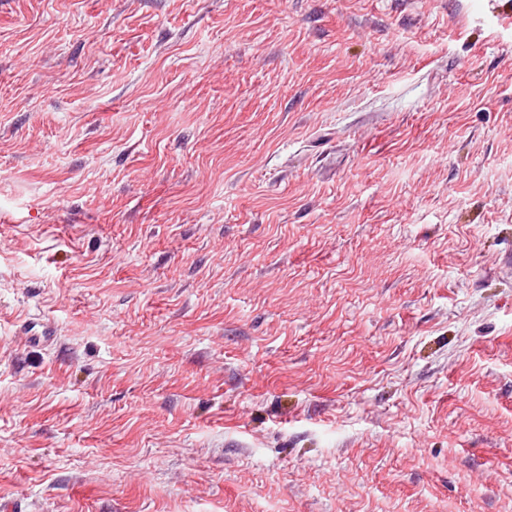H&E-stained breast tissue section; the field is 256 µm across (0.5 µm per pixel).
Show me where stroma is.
<instances>
[{"mask_svg":"<svg viewBox=\"0 0 512 512\" xmlns=\"http://www.w3.org/2000/svg\"><path fill=\"white\" fill-rule=\"evenodd\" d=\"M1 500L512 512V0H0Z\"/></svg>","mask_w":512,"mask_h":512,"instance_id":"obj_1","label":"stroma"}]
</instances>
